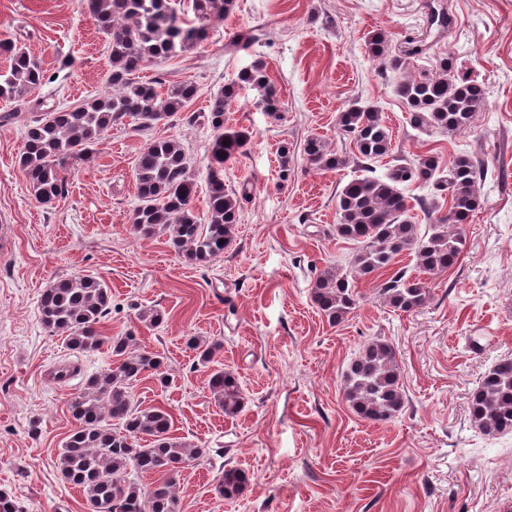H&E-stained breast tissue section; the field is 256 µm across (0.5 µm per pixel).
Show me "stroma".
<instances>
[{
  "instance_id": "35a3bbf8",
  "label": "stroma",
  "mask_w": 512,
  "mask_h": 512,
  "mask_svg": "<svg viewBox=\"0 0 512 512\" xmlns=\"http://www.w3.org/2000/svg\"><path fill=\"white\" fill-rule=\"evenodd\" d=\"M378 28L399 65L369 58L364 38ZM257 29L266 38L236 49ZM0 40L22 45L51 77L24 101L0 102V112L17 115L0 123V490L21 512H88L56 463L76 427L69 399L87 375L111 367L112 354L69 349L38 309L45 288L78 273L112 291L103 335L134 333L164 359L167 385L138 381L135 402L168 411L174 436L204 450L178 479L180 512H499L512 504V434L482 435L469 412L484 373L512 357V0H236L209 42L141 72L168 87L192 81L197 97L151 130L108 129L89 159L63 167L68 194L50 206L35 199L17 163L26 126L43 109L106 91L107 38L87 0H0ZM412 45L420 55L404 58ZM258 56L283 109L269 117L246 90L226 112L227 125L251 139L225 163L224 182L246 193L231 245L196 265L164 238L133 233L135 160L148 141L179 138L198 186L194 205L205 212L214 132L200 115ZM446 56L458 76L484 86L487 104L471 129L415 128L396 86ZM356 101L377 107L392 133L390 154L371 164L376 175L427 156L444 170L461 154L485 172L481 205L461 227L460 259L433 281L427 303L394 310L379 280L357 278L356 309L334 326L310 286L357 250L335 231L337 193L361 173L337 125ZM314 134L346 164L313 169L304 145ZM284 142L293 167L285 183ZM148 308L160 311V325L139 321ZM190 336L221 343L218 364L245 394L236 418L215 403ZM377 338L398 351L405 392L402 412L385 424L360 418L343 396L350 361ZM229 466L251 476L231 502L215 491Z\"/></svg>"
}]
</instances>
